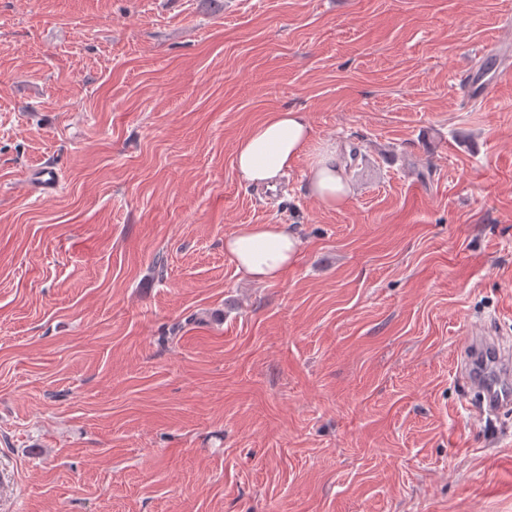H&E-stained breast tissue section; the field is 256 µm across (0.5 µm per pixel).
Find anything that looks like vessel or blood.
<instances>
[{
	"label": "vessel or blood",
	"instance_id": "obj_1",
	"mask_svg": "<svg viewBox=\"0 0 512 512\" xmlns=\"http://www.w3.org/2000/svg\"><path fill=\"white\" fill-rule=\"evenodd\" d=\"M490 84L487 73L470 71L466 74L465 90L472 99H485L490 93ZM464 374L481 395L482 412L494 413L512 405V358L501 351L489 330L470 332Z\"/></svg>",
	"mask_w": 512,
	"mask_h": 512
}]
</instances>
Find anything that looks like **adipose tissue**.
<instances>
[{
    "mask_svg": "<svg viewBox=\"0 0 512 512\" xmlns=\"http://www.w3.org/2000/svg\"><path fill=\"white\" fill-rule=\"evenodd\" d=\"M308 158L307 190L324 208L339 210L351 199L336 147L315 140L306 113H270L236 144L234 167L241 181L270 184ZM303 243L283 224H250L225 235L224 252L237 270L256 283L277 281L293 266Z\"/></svg>",
    "mask_w": 512,
    "mask_h": 512,
    "instance_id": "ef3b65f1",
    "label": "adipose tissue"
}]
</instances>
